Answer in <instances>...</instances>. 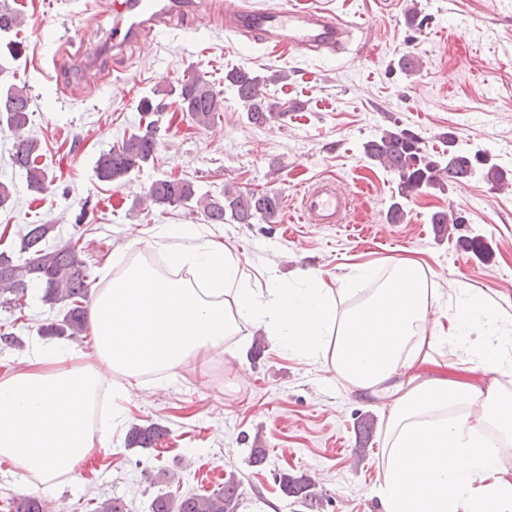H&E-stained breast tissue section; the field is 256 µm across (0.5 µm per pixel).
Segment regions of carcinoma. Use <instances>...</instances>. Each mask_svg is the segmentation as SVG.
<instances>
[{
  "mask_svg": "<svg viewBox=\"0 0 512 512\" xmlns=\"http://www.w3.org/2000/svg\"><path fill=\"white\" fill-rule=\"evenodd\" d=\"M23 16L6 4H0V35L5 37L19 31ZM274 78L250 70L232 68L224 73V82L232 88L248 112V118L262 124L274 117H283L288 108L264 95L263 87ZM181 111L199 126L207 127L216 114L223 111L221 92L198 77L182 80L178 87ZM32 97L26 86L14 83L0 86V127L14 136L12 167L25 175L27 188L42 194L50 186L47 171L38 164L40 144L27 134ZM159 148L155 121L143 131L123 139L111 150L102 153L95 173L103 182L117 181L143 167L156 157ZM367 156L398 177V196L409 199L424 189L443 190L449 183H458L476 172L494 187L502 189L512 181L490 162L488 156L448 149V155L427 152L422 139L407 129L397 127L383 131L379 139L366 145ZM148 200L158 206L196 204L210 224H250L255 219L268 220L280 208V200L267 192L243 193L224 187V193L199 196L195 185L187 180L158 179L147 190ZM431 223L440 227H456L464 223L455 211H438ZM52 224H27L19 234V253L27 255L18 262L13 256L0 252V307L17 306L28 290L42 291L41 300L50 308H59L62 317L39 328V334L51 337L79 339L87 330L84 303L91 294L87 261L82 251L68 243L47 245ZM166 435L158 425L133 426L128 433V445L150 448ZM282 492L287 496H311L312 479L306 475H279ZM239 484L230 478L224 487L210 495H185L175 500L156 496L149 505L150 512H237ZM12 512H47L45 502L36 495H21L11 502Z\"/></svg>",
  "mask_w": 512,
  "mask_h": 512,
  "instance_id": "cac0c4a2",
  "label": "carcinoma"
}]
</instances>
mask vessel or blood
I'll list each match as a JSON object with an SVG mask.
<instances>
[{"label": "vessel or blood", "instance_id": "vessel-or-blood-1", "mask_svg": "<svg viewBox=\"0 0 512 512\" xmlns=\"http://www.w3.org/2000/svg\"><path fill=\"white\" fill-rule=\"evenodd\" d=\"M197 0H112V48L123 51L141 35H152L168 17L198 14ZM224 30L236 38L285 44L305 55L336 54L363 25L353 18L319 6L317 0H279L257 6L254 0H236L224 8ZM312 224H339L349 208L348 196L334 180L319 181L302 200Z\"/></svg>", "mask_w": 512, "mask_h": 512}]
</instances>
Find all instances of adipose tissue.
<instances>
[{
	"mask_svg": "<svg viewBox=\"0 0 512 512\" xmlns=\"http://www.w3.org/2000/svg\"><path fill=\"white\" fill-rule=\"evenodd\" d=\"M165 263V274L127 264L100 289L89 311L97 365L81 364L76 349H39L0 377V463L18 469L24 487L53 494L112 435L119 410L94 412L113 374L124 377L115 394L127 399L143 378L223 348L243 321L351 388L374 393L407 376L389 404L383 512H512V333L484 292L461 282L440 303L412 257L381 276L365 268L381 282L354 304L351 281L317 274L300 294L256 292L220 241L172 247ZM436 315L447 329L431 328ZM441 350L447 375L411 377Z\"/></svg>",
	"mask_w": 512,
	"mask_h": 512,
	"instance_id": "adipose-tissue-1",
	"label": "adipose tissue"
}]
</instances>
